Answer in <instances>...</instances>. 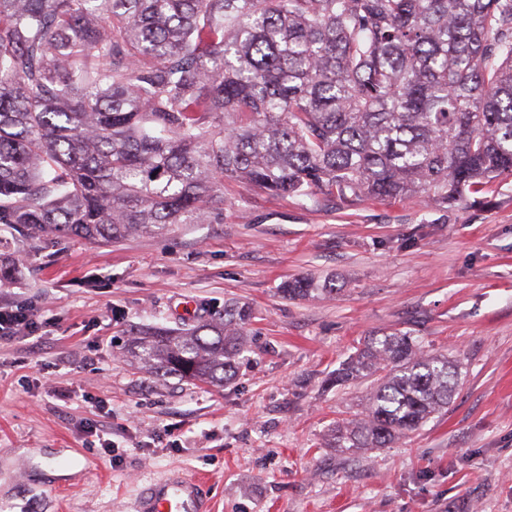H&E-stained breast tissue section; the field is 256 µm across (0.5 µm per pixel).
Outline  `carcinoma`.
<instances>
[{"label": "carcinoma", "mask_w": 512, "mask_h": 512, "mask_svg": "<svg viewBox=\"0 0 512 512\" xmlns=\"http://www.w3.org/2000/svg\"><path fill=\"white\" fill-rule=\"evenodd\" d=\"M509 176L512 0H0V224L45 241L210 224L228 180L454 205ZM250 318L228 303L139 354L220 387ZM457 377L407 334L369 337L336 371L370 390L332 447L408 438Z\"/></svg>", "instance_id": "obj_1"}]
</instances>
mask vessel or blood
Wrapping results in <instances>:
<instances>
[{"label":"vessel or blood","mask_w":512,"mask_h":512,"mask_svg":"<svg viewBox=\"0 0 512 512\" xmlns=\"http://www.w3.org/2000/svg\"><path fill=\"white\" fill-rule=\"evenodd\" d=\"M134 512H210V508L196 478L173 473L149 481L136 500Z\"/></svg>","instance_id":"vessel-or-blood-1"}]
</instances>
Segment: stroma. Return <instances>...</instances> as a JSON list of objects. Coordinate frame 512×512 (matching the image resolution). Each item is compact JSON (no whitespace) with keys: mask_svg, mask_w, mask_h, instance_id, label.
Masks as SVG:
<instances>
[{"mask_svg":"<svg viewBox=\"0 0 512 512\" xmlns=\"http://www.w3.org/2000/svg\"><path fill=\"white\" fill-rule=\"evenodd\" d=\"M0 260V307L38 309L0 345V512H133L140 486L173 469L203 481L212 512H512V178L452 207L228 181L217 223L105 245L0 224ZM297 276L336 291L278 293ZM228 301L253 319L223 387L136 357L133 331ZM391 332L457 361L447 410L389 448H330L368 392L330 377ZM93 420L116 462L83 445ZM60 456L92 465L59 471Z\"/></svg>","mask_w":512,"mask_h":512,"instance_id":"35a3bbf8","label":"stroma"}]
</instances>
